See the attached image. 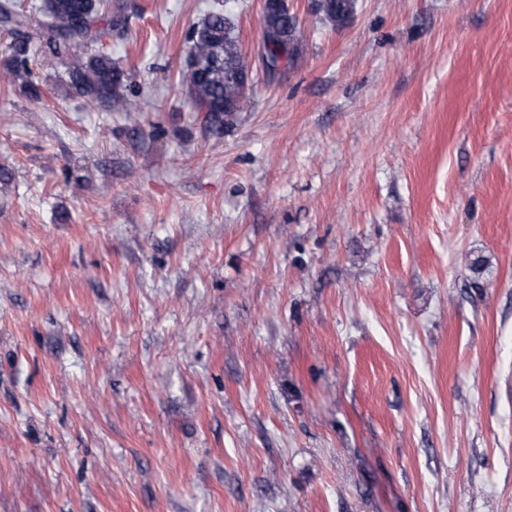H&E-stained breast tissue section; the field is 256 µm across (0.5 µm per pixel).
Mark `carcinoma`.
<instances>
[{"mask_svg": "<svg viewBox=\"0 0 512 512\" xmlns=\"http://www.w3.org/2000/svg\"><path fill=\"white\" fill-rule=\"evenodd\" d=\"M356 0H319L318 11L333 24H344L354 13ZM43 16L56 22V34L47 45L50 56L66 68L71 84L81 95L104 104L114 112H128L125 95L130 76L112 57L98 51L76 54V49L97 42V24L121 27L126 19L112 10V0H42ZM30 19L6 0L0 4V32L6 35L4 49L11 66L3 81L12 83L28 73L31 37ZM187 69L181 80L197 111L212 128H222L244 107L245 95L239 75L248 70L235 25L224 11L213 9L194 25L188 37Z\"/></svg>", "mask_w": 512, "mask_h": 512, "instance_id": "1", "label": "carcinoma"}]
</instances>
